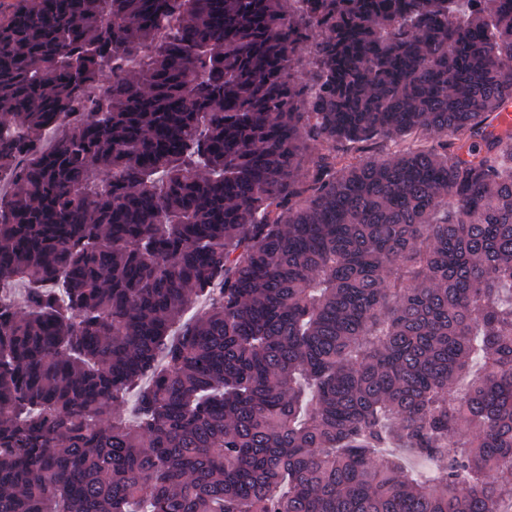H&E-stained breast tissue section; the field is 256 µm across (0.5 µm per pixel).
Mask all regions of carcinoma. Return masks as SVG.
Listing matches in <instances>:
<instances>
[{"instance_id": "cac0c4a2", "label": "carcinoma", "mask_w": 512, "mask_h": 512, "mask_svg": "<svg viewBox=\"0 0 512 512\" xmlns=\"http://www.w3.org/2000/svg\"><path fill=\"white\" fill-rule=\"evenodd\" d=\"M511 105L512 0H20L0 512H508Z\"/></svg>"}]
</instances>
